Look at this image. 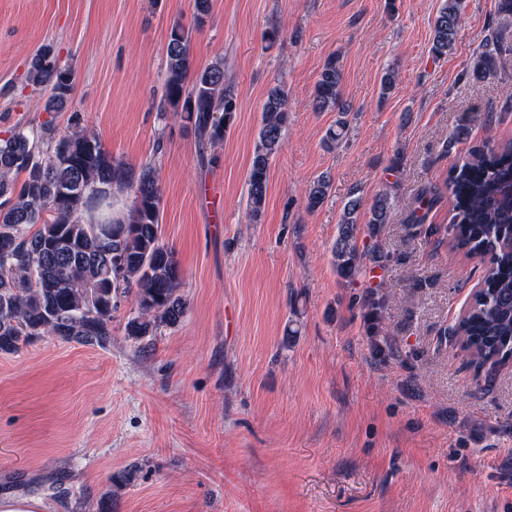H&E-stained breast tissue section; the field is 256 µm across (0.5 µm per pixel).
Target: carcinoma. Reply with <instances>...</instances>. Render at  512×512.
Listing matches in <instances>:
<instances>
[{"label": "carcinoma", "mask_w": 512, "mask_h": 512, "mask_svg": "<svg viewBox=\"0 0 512 512\" xmlns=\"http://www.w3.org/2000/svg\"><path fill=\"white\" fill-rule=\"evenodd\" d=\"M460 0H443L432 27L433 59L448 56L458 35ZM491 47L472 61V74L496 72L498 56L512 51L502 31ZM166 77L159 109L173 112L193 128L200 147L215 146L234 124L238 99L226 83L224 60L197 68L191 32L171 27L165 53ZM26 81L48 91L43 110L62 111L74 92V73L52 47L32 56ZM343 75L336 56L328 57L315 83L313 105L337 111L323 144L331 149L343 137L348 108L342 101ZM246 186L250 221L262 220L272 160L283 150L289 102L285 88L271 87ZM130 194L128 222L109 217L112 186ZM452 215L444 232L452 247L488 258L501 238L512 235V142L473 146L466 160L448 173ZM331 189L322 174L305 190L306 209L320 208ZM442 199L436 186L425 187L409 224L425 223ZM161 186L156 168L129 166L103 146L93 132L76 126L59 132L53 120L16 125L0 137V353L11 354L40 336H56L103 347L112 333V309L133 297L135 310L126 336L138 342L159 328L177 326L186 314L182 276L174 251L161 239ZM395 197L380 190L368 209L354 192L346 202L332 250V264L352 281L366 263L381 266L389 257L373 245L358 244V224L369 238L392 223ZM476 359L512 349V262L488 258L482 289L466 315L450 329Z\"/></svg>", "instance_id": "carcinoma-1"}]
</instances>
